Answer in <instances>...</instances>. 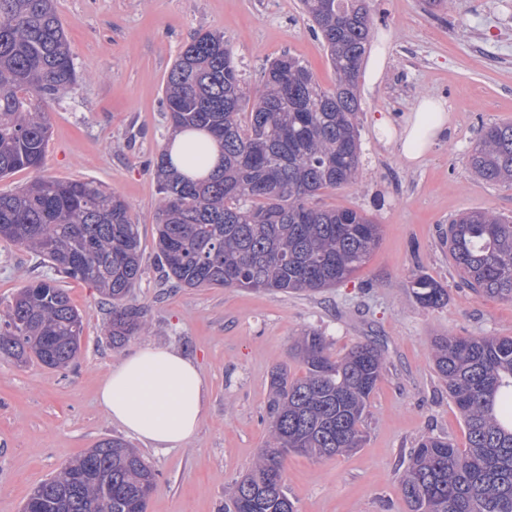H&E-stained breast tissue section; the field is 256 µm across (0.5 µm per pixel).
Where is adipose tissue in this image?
I'll return each mask as SVG.
<instances>
[{
  "label": "adipose tissue",
  "mask_w": 512,
  "mask_h": 512,
  "mask_svg": "<svg viewBox=\"0 0 512 512\" xmlns=\"http://www.w3.org/2000/svg\"><path fill=\"white\" fill-rule=\"evenodd\" d=\"M447 124L443 102L425 96L401 128L382 118L375 130L379 141L396 145L415 164ZM206 388L192 359L173 348L145 345L112 368L98 399L128 434L159 448H174L195 436Z\"/></svg>",
  "instance_id": "ef3b65f1"
}]
</instances>
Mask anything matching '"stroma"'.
<instances>
[{
    "instance_id": "stroma-1",
    "label": "stroma",
    "mask_w": 512,
    "mask_h": 512,
    "mask_svg": "<svg viewBox=\"0 0 512 512\" xmlns=\"http://www.w3.org/2000/svg\"><path fill=\"white\" fill-rule=\"evenodd\" d=\"M373 38H385L382 81L359 89V181L315 197L322 208H351L379 224L366 264L314 294L242 288H173L154 256L159 198L154 161L169 135L162 106L170 66L198 32L220 31L243 80L258 86L282 53L303 60L325 88L335 83L321 39L299 0H57L80 80L48 101L51 135L42 172L92 180L130 201L144 248L133 291L146 329L122 347L105 334L110 318L94 288L62 286L83 319L81 351L64 371L0 360V512H21L35 487L104 438L124 436L98 400L113 366L144 345L192 358L207 383L196 435L176 448L131 444L158 471L147 512H224L226 494L253 466L269 437L265 404L271 370L304 374L291 346L321 331L332 355L374 344L384 361L362 423L361 448L312 460L288 455L285 486L297 512H408L399 490L409 454L427 436L465 448L466 433L435 371L434 337L512 336V302L478 297L448 254V226L460 213L512 215V185L489 184L468 155L484 125L512 122V10L499 0H452L426 11L423 0H369ZM442 100L448 128L419 164L380 142L375 118L401 125L419 98ZM48 267L0 240V312ZM426 274L448 290L446 306L420 307L406 283Z\"/></svg>"
}]
</instances>
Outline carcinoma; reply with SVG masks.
<instances>
[{
    "label": "carcinoma",
    "instance_id": "carcinoma-1",
    "mask_svg": "<svg viewBox=\"0 0 512 512\" xmlns=\"http://www.w3.org/2000/svg\"><path fill=\"white\" fill-rule=\"evenodd\" d=\"M301 4L335 72L332 88L282 54L254 91L217 31L195 34L169 70L170 129L202 132L221 154L217 170L201 179L175 171L167 148L155 160V257L177 288L315 293L348 279L378 243L379 227L367 215L312 203L360 177L356 85L373 19L366 0ZM77 82L55 0H0V179L37 172L24 187L0 191V239L104 296L112 306L106 334L118 348L143 329L141 309L129 303L143 274L133 207L92 180L40 173L50 131L41 102ZM468 165L486 183L512 184V122L483 127ZM448 252L479 297L512 302L511 218L489 209L461 213L448 225ZM406 288L425 309L448 304V289L427 275H413ZM82 333L68 293L44 276L23 285L0 315V357L66 370ZM294 351L305 374L271 372L269 440L235 482L230 512H294L284 491L286 456L332 457L363 444L380 351L359 343L334 359L315 329ZM433 362L467 445L422 439L400 479L410 512H512V337L441 336ZM156 478L141 454L114 437L40 483L30 499L39 512H145Z\"/></svg>",
    "mask_w": 512,
    "mask_h": 512
}]
</instances>
